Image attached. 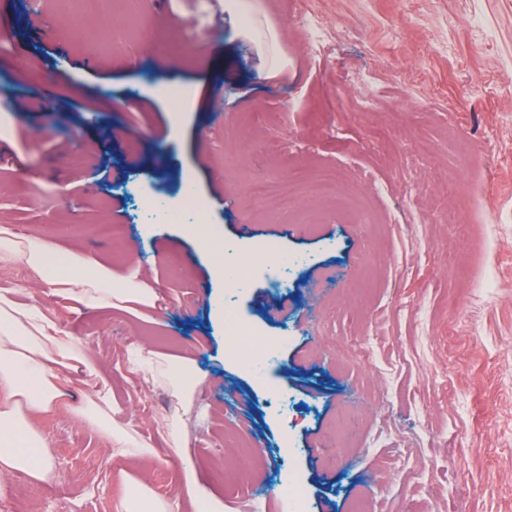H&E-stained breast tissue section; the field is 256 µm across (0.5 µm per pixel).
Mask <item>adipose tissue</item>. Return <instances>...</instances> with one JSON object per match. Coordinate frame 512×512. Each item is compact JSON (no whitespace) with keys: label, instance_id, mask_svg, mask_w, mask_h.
Listing matches in <instances>:
<instances>
[{"label":"adipose tissue","instance_id":"adipose-tissue-1","mask_svg":"<svg viewBox=\"0 0 512 512\" xmlns=\"http://www.w3.org/2000/svg\"><path fill=\"white\" fill-rule=\"evenodd\" d=\"M27 267L37 281L70 303L79 316L91 310L122 309L133 303L144 322H153L158 294L153 284L136 274L115 275L109 267L86 271L83 254L58 255L39 238H22L10 227H0V268ZM90 376L94 368L86 343L59 327L37 303L18 305L0 291V490L18 472L32 480L51 481L55 471L46 450L48 434L36 422L59 411L77 410L87 428L110 441L108 462L122 478V494L115 512H180L179 504L155 494L147 480L130 475V463L157 456V449L139 440L133 424L112 422V391L107 382L94 383L81 406H73L74 373ZM129 372L150 377L171 401L191 404L203 376L189 357L150 348L129 355ZM177 484L195 512H224V501L183 462Z\"/></svg>","mask_w":512,"mask_h":512}]
</instances>
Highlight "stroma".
I'll return each mask as SVG.
<instances>
[{"label":"stroma","instance_id":"1","mask_svg":"<svg viewBox=\"0 0 512 512\" xmlns=\"http://www.w3.org/2000/svg\"><path fill=\"white\" fill-rule=\"evenodd\" d=\"M124 2L114 0L113 42L72 27L82 0L0 8V28L19 33L0 43V95L32 104L0 107V225L118 274L138 266L160 290L159 324L146 331L120 310L73 316L22 267L0 269V290L22 303L39 295L86 341L113 420L164 451L150 476L160 496L176 490L164 429L175 408L128 372L127 348L145 342L206 375L182 443L225 512L242 501L282 512L276 488L291 473L306 512H319L323 481L335 512H512V0H256L284 63L272 78L234 25L215 21L224 0ZM304 13L320 19V43L299 28ZM188 16L200 35L177 57L134 34L144 18L171 39ZM160 75L186 91L179 125L153 87ZM305 168L336 172L359 206L342 213L311 192L291 217L249 193L258 177ZM186 187L250 271L237 291L211 275L187 225L141 211L155 193L178 206ZM300 222L309 231L296 232ZM98 224L125 234L99 237ZM270 241L300 260L288 288L272 287L263 267ZM213 296L250 328L289 334L266 377L230 353ZM274 387L284 409L267 401ZM351 407L364 416L356 446L342 450L336 423ZM39 426L52 439L51 494L16 473L0 512H108L120 479L105 465L107 439L69 412ZM244 434L266 468L242 486L224 474Z\"/></svg>","mask_w":512,"mask_h":512}]
</instances>
